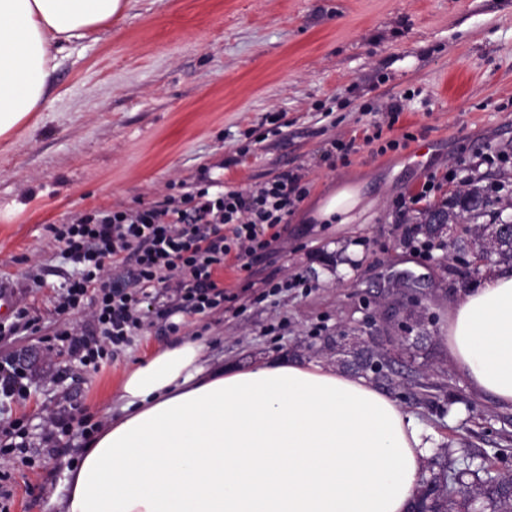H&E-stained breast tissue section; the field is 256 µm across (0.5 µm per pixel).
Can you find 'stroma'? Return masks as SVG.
<instances>
[{
    "label": "stroma",
    "mask_w": 512,
    "mask_h": 512,
    "mask_svg": "<svg viewBox=\"0 0 512 512\" xmlns=\"http://www.w3.org/2000/svg\"><path fill=\"white\" fill-rule=\"evenodd\" d=\"M52 98L0 142V280L19 284L41 327L0 339L1 357L40 374L26 400L6 406L28 429L25 458L0 460L9 512H62L85 438L76 426L48 448L46 409L111 422L123 373L173 335L154 328L99 372L68 370L66 348L46 342L71 271L51 225L147 204L203 175L248 190L296 170L307 189L273 254L248 272L225 269L228 311L177 315L206 367L338 370V338L359 337L389 353V394L428 436L431 459L469 441L512 473V410L470 389L445 338L452 304L490 269L444 248L422 254L409 239L463 178L512 196V0H135L127 17L69 45ZM391 98L404 109L376 132L375 108ZM393 138L406 147L387 149ZM338 139L361 147L340 159ZM421 141L432 147L418 164ZM427 182L426 202L410 204ZM343 183L361 185L364 209L347 224L312 223ZM402 273L417 279L420 304L393 289ZM32 275L45 288L29 289ZM266 278L289 287L267 294ZM48 355L66 366L61 377H44Z\"/></svg>",
    "instance_id": "stroma-1"
}]
</instances>
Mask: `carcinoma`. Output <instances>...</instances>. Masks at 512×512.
I'll use <instances>...</instances> for the list:
<instances>
[{
  "instance_id": "carcinoma-1",
  "label": "carcinoma",
  "mask_w": 512,
  "mask_h": 512,
  "mask_svg": "<svg viewBox=\"0 0 512 512\" xmlns=\"http://www.w3.org/2000/svg\"><path fill=\"white\" fill-rule=\"evenodd\" d=\"M507 210H512V198L491 200L481 188L469 184L455 193L447 208L427 213L424 230L437 235L446 225L464 223V235L450 241L454 252H471L494 263L512 264V224L478 223L489 213L498 218ZM354 357L357 369L390 379L381 372L376 354L359 349ZM420 485L416 504L422 512H470L471 501L479 497L486 500L490 512H512V484L471 456L462 457L453 467L440 464L439 471L422 477Z\"/></svg>"
}]
</instances>
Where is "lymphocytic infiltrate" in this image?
Segmentation results:
<instances>
[{"instance_id":"1","label":"lymphocytic infiltrate","mask_w":512,"mask_h":512,"mask_svg":"<svg viewBox=\"0 0 512 512\" xmlns=\"http://www.w3.org/2000/svg\"><path fill=\"white\" fill-rule=\"evenodd\" d=\"M301 181L286 172L253 190L224 191L206 177L177 196L53 225L73 266L55 305L64 323L55 336L71 363L98 371L156 323L175 332L176 315L220 309L226 295L219 273L231 259L248 268L281 240L305 196ZM150 303L155 312L147 311ZM78 313L88 316L85 328L68 324Z\"/></svg>"}]
</instances>
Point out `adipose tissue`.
<instances>
[{"label":"adipose tissue","instance_id":"adipose-tissue-1","mask_svg":"<svg viewBox=\"0 0 512 512\" xmlns=\"http://www.w3.org/2000/svg\"><path fill=\"white\" fill-rule=\"evenodd\" d=\"M132 0H0V138L50 103L64 42L126 16ZM362 202L343 184L314 220L345 224ZM448 350L469 386L512 407V272L453 304ZM178 338L120 381L121 414L88 439L64 512H408L429 443L365 379L321 365L205 374Z\"/></svg>","mask_w":512,"mask_h":512}]
</instances>
